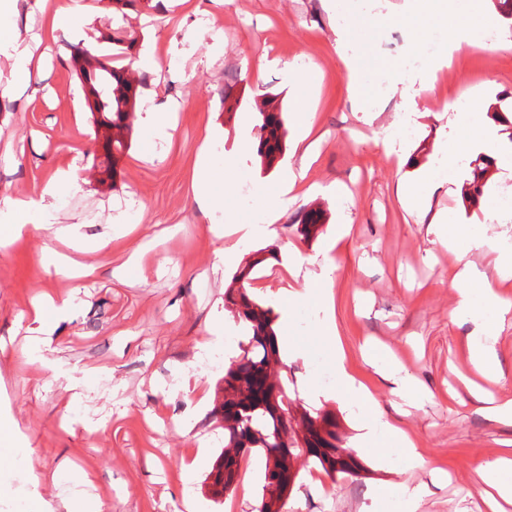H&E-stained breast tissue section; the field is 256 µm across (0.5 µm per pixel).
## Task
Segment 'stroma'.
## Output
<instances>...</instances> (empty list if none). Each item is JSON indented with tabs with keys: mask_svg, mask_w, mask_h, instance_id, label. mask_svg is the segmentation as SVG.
<instances>
[{
	"mask_svg": "<svg viewBox=\"0 0 512 512\" xmlns=\"http://www.w3.org/2000/svg\"><path fill=\"white\" fill-rule=\"evenodd\" d=\"M95 20L87 35L53 27L40 0H23L13 22L30 29L46 60L30 83L14 81L0 55V225L11 199L39 197L59 172H70L54 209L36 213L28 233L0 247V420L11 421L29 457L0 470V512L40 499L42 512H64L72 496L100 499L111 512H186L191 490L201 512H256L262 469L246 460L223 504H214L205 478L224 446L212 417L223 398V358L242 337L224 291L255 250L277 246L252 282L257 299L279 314L292 349L283 357L295 390L307 383L325 392L306 409L336 416L344 446L359 450V475L331 481L300 458L294 490L283 512H402L390 490L410 481L428 492L417 512H483L478 471L493 462L512 425L481 410L462 384L472 377L466 338L472 323L451 321L454 257L436 224H470L480 234L512 239V215L489 206L512 190V163L489 172L483 200L464 207L461 181L431 196L420 212L404 209L399 184L424 173L442 178L450 145L463 133L458 107L486 112L496 96H512V30L462 46L410 73L383 65L390 28L406 34L404 57L419 56L411 33L424 20L411 0H163L165 13L128 14L142 37L138 66L156 105L169 109L170 134L158 136L135 109L136 138L119 163L117 184H100L99 153L87 101L70 65L76 48L96 41L112 22L106 0H82ZM269 66H261V58ZM360 68L361 101L349 93L348 59ZM236 78L240 105L225 114L226 76ZM278 95L288 111V146L274 168L257 155L232 160L242 114L255 100ZM307 106L298 114L296 102ZM410 123L393 154L375 140ZM230 167L210 191L223 209L206 212L191 197L201 156ZM306 170L305 186L272 238H217L214 224H257L263 205L290 172ZM323 210L315 239L293 236L300 210ZM349 225L337 239L338 225ZM155 248L140 265L128 264L131 246L145 236ZM236 246L234 262L221 248ZM94 266L86 278H66L53 253ZM300 256L299 275L288 259ZM330 290L339 343L318 330L312 276ZM294 296L284 294V287ZM71 299L67 312L53 303ZM210 342L222 355L207 361ZM372 344L393 353L403 375L425 398L407 407L395 385L365 363ZM369 390L383 420L403 427L423 448L425 463L409 468L399 454L386 463L366 456L360 414L337 400L336 353ZM447 472L440 484L431 469Z\"/></svg>",
	"mask_w": 512,
	"mask_h": 512,
	"instance_id": "35a3bbf8",
	"label": "stroma"
}]
</instances>
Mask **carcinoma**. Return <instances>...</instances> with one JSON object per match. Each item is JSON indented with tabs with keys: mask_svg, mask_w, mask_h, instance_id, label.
<instances>
[{
	"mask_svg": "<svg viewBox=\"0 0 512 512\" xmlns=\"http://www.w3.org/2000/svg\"><path fill=\"white\" fill-rule=\"evenodd\" d=\"M501 22L512 30V0H490ZM111 53L104 54L95 45L87 49L97 57L94 65L77 66L75 72L97 126L96 137L102 143L103 160L99 162L100 182L117 176V164L133 140L130 110L142 90L148 87L141 75L132 77L133 56L139 37L117 21L105 36ZM257 156L269 167L287 149L286 115L282 103L271 97L255 104ZM498 134L512 144V107H501L494 114ZM497 158L479 153L474 159L473 178L464 192L471 206L479 204L486 186L485 174ZM323 215L307 210L290 224L293 234L303 240L317 236ZM274 249L263 248L233 276L239 287L224 293V305L235 310L244 330L239 354L229 358L224 368V403L221 419L224 447L235 448L233 455L222 453L207 480L215 498L224 497L235 487L241 462L255 450L264 452L266 462L258 512H282L296 484L297 474L282 463L286 455L320 465L333 481L359 473L361 464L344 451L336 433L335 415L323 409L305 411L301 427L293 425L290 414L288 375L283 373L275 330L276 316L270 307L255 298L247 285Z\"/></svg>",
	"mask_w": 512,
	"mask_h": 512,
	"instance_id": "cac0c4a2",
	"label": "carcinoma"
}]
</instances>
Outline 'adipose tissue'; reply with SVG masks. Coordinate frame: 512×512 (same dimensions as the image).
I'll return each instance as SVG.
<instances>
[{"instance_id":"adipose-tissue-1","label":"adipose tissue","mask_w":512,"mask_h":512,"mask_svg":"<svg viewBox=\"0 0 512 512\" xmlns=\"http://www.w3.org/2000/svg\"><path fill=\"white\" fill-rule=\"evenodd\" d=\"M19 7V0H0V47H8L6 59L11 64L12 75L16 81L22 82L34 73L35 68L33 54L25 48L21 31L8 23L9 17L17 13ZM424 15V25L414 30L415 39H423L428 27L439 25L446 28L449 43L456 49L461 44L474 43L480 34L496 24L495 17L482 7L464 9L455 0H445L442 5L425 9ZM304 179V174H295L279 188L275 196L265 203L261 223L235 224L228 229L216 225L212 228L213 233L220 236L228 231L247 237L261 232L263 226L275 224L287 209L292 193L300 189ZM67 184L66 176L60 174L48 183L41 197L12 200L11 221L0 226V243L23 237L30 217L45 210L48 199L56 198ZM438 236L456 258L452 286L457 290V299L450 311V318L454 321L465 319L474 324L475 329L468 340L471 365L480 376L497 378L495 329L507 316L512 315V300L500 289L502 283L512 280V242L504 237L476 234L466 224L439 225ZM473 250L491 255L495 276H488L476 263L469 261L468 254ZM336 373L339 378L337 397L364 408L368 433L384 432L389 443L400 449L406 463L413 467L422 466L424 457L421 449L404 430L381 420L369 393L351 373L345 353L341 350L336 353ZM486 475L483 504L487 512H502V503L512 504V454L506 452L498 457L488 466Z\"/></svg>"}]
</instances>
